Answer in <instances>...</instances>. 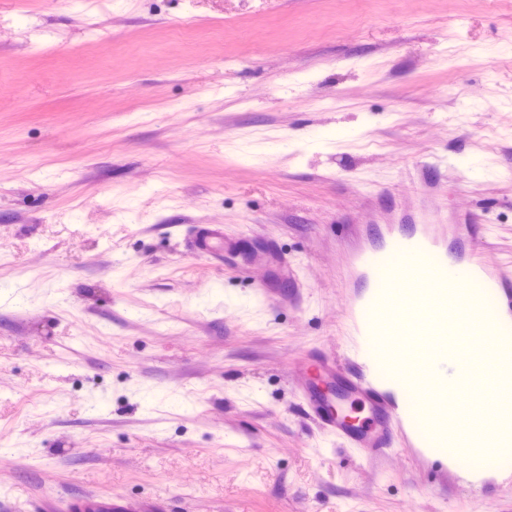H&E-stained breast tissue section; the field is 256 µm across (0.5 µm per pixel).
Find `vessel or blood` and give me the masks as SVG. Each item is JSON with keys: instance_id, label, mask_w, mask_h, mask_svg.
I'll list each match as a JSON object with an SVG mask.
<instances>
[{"instance_id": "vessel-or-blood-1", "label": "vessel or blood", "mask_w": 512, "mask_h": 512, "mask_svg": "<svg viewBox=\"0 0 512 512\" xmlns=\"http://www.w3.org/2000/svg\"><path fill=\"white\" fill-rule=\"evenodd\" d=\"M487 230L475 215L450 224H416L401 233L394 224H361L341 248L336 286L347 312L345 335L353 356L306 354L294 361V382L302 408L325 436L349 448H422L428 438H448V411L494 406L487 386L461 389L451 371L468 372L471 354L495 336L512 334V266L487 249ZM192 247L216 256L237 251L224 229L197 227ZM481 282L483 299L469 283ZM300 284L281 271L264 284L265 297L296 303ZM493 315L473 318L480 303ZM377 337L387 351L378 359L367 342ZM402 374L392 383L391 373ZM121 495L74 501L69 512H128Z\"/></svg>"}]
</instances>
